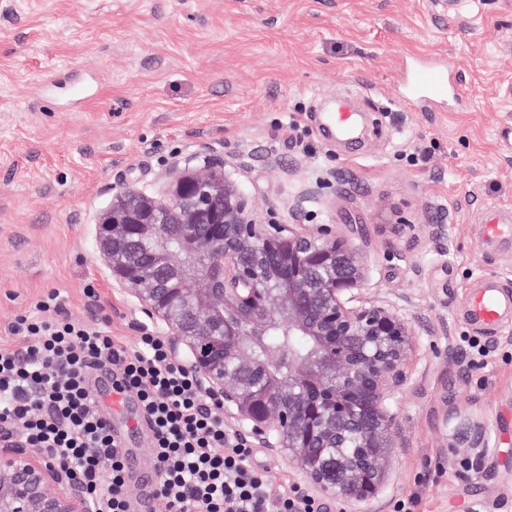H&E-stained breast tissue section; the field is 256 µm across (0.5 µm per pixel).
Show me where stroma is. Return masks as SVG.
I'll return each instance as SVG.
<instances>
[{
	"label": "stroma",
	"instance_id": "obj_1",
	"mask_svg": "<svg viewBox=\"0 0 512 512\" xmlns=\"http://www.w3.org/2000/svg\"><path fill=\"white\" fill-rule=\"evenodd\" d=\"M422 60L450 63L463 100L405 103L401 76ZM341 97L367 116L354 150L310 122ZM507 127L512 0H0V346L52 288L73 319L108 315L135 344L147 319L99 256L101 216L125 188L162 195L173 164L242 156L251 208L351 238L362 298L411 333L378 493L322 512H393L413 496L420 512H512V320L480 334L481 367L460 344L472 280L512 285V243L477 231L484 208L512 210ZM479 430L480 471H457Z\"/></svg>",
	"mask_w": 512,
	"mask_h": 512
}]
</instances>
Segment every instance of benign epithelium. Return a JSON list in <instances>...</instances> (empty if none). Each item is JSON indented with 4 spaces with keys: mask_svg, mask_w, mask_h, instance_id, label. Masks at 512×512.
<instances>
[{
    "mask_svg": "<svg viewBox=\"0 0 512 512\" xmlns=\"http://www.w3.org/2000/svg\"><path fill=\"white\" fill-rule=\"evenodd\" d=\"M168 195L121 191L98 225L112 283L162 327L175 357L255 448L287 451L312 497L363 503L379 489L394 434L387 401L407 377L410 332L384 307L352 309L365 261L346 240L266 224L229 170L171 167ZM179 237L175 264L168 240ZM150 246L149 267L133 243ZM313 338L314 355L288 377L244 380V346L269 320ZM360 439L365 463L346 452ZM336 449L328 469L320 449ZM0 512H88L74 474L38 448L0 444Z\"/></svg>",
    "mask_w": 512,
    "mask_h": 512,
    "instance_id": "benign-epithelium-1",
    "label": "benign epithelium"
}]
</instances>
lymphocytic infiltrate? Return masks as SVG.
Returning <instances> with one entry per match:
<instances>
[{"mask_svg":"<svg viewBox=\"0 0 512 512\" xmlns=\"http://www.w3.org/2000/svg\"><path fill=\"white\" fill-rule=\"evenodd\" d=\"M0 347V439L44 449L80 482L90 512H128L123 452L87 385L91 368L134 395L158 448L157 496L169 512H321L300 489L284 490L225 423L197 375L172 357L165 337L142 331L135 345L112 336L107 318L72 319L61 294L43 293Z\"/></svg>","mask_w":512,"mask_h":512,"instance_id":"lymphocytic-infiltrate-1","label":"lymphocytic infiltrate"}]
</instances>
